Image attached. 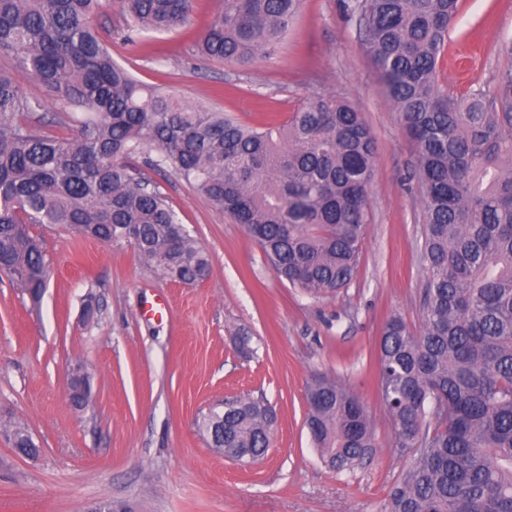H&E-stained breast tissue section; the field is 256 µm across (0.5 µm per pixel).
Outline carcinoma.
<instances>
[{
    "label": "carcinoma",
    "instance_id": "obj_1",
    "mask_svg": "<svg viewBox=\"0 0 512 512\" xmlns=\"http://www.w3.org/2000/svg\"><path fill=\"white\" fill-rule=\"evenodd\" d=\"M194 0H0V52L41 86L0 72V268L34 300L49 278L36 224L126 242L162 277L210 272L207 252L142 168L171 171L241 225L279 278L312 297L357 275L376 148L347 100L317 93L283 124L252 127L142 84L118 63L95 18L117 6L131 44L189 21ZM301 0H224L200 37L208 58H270ZM366 51L413 140L425 278L413 330L383 328L379 385L396 447L411 462L383 512H512V61L491 87L457 95L438 58L459 0H349ZM52 106L43 132L30 116ZM306 425L323 463L342 473L375 448L367 406L334 376H315ZM276 416L240 397L197 421L240 463L268 452ZM19 452L39 446L19 425Z\"/></svg>",
    "mask_w": 512,
    "mask_h": 512
}]
</instances>
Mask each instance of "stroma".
Listing matches in <instances>:
<instances>
[{"instance_id": "stroma-1", "label": "stroma", "mask_w": 512, "mask_h": 512, "mask_svg": "<svg viewBox=\"0 0 512 512\" xmlns=\"http://www.w3.org/2000/svg\"><path fill=\"white\" fill-rule=\"evenodd\" d=\"M223 0H195L190 20L124 42L112 8L96 23L114 59L142 83L259 124L286 121L318 92L348 99L376 142L369 221L358 274L343 293L310 297L277 276L241 225L170 172L151 177L211 257L194 285L161 277L127 243L77 239L38 224L50 276L39 303L0 273V512H381L410 455L378 388L382 327L421 323L422 219L408 181L413 144L343 0H302L275 54L248 67L200 56L196 44ZM512 41V0H461L437 63L440 85L488 87ZM248 332L255 349L235 346ZM82 365L88 406L71 407L67 377ZM340 378L367 404L376 446L351 472L325 467L304 425L312 376ZM277 412L273 444L245 466L210 448L195 421L242 395ZM39 444L20 456L5 431Z\"/></svg>"}]
</instances>
